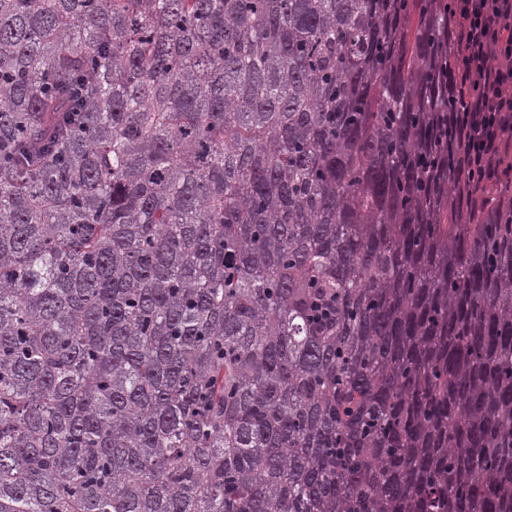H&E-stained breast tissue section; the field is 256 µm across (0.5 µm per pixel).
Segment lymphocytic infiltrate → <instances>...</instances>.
<instances>
[{"mask_svg":"<svg viewBox=\"0 0 512 512\" xmlns=\"http://www.w3.org/2000/svg\"><path fill=\"white\" fill-rule=\"evenodd\" d=\"M453 63L449 97L462 98L453 124L457 161L474 187L493 182L512 157V0H448Z\"/></svg>","mask_w":512,"mask_h":512,"instance_id":"lymphocytic-infiltrate-1","label":"lymphocytic infiltrate"}]
</instances>
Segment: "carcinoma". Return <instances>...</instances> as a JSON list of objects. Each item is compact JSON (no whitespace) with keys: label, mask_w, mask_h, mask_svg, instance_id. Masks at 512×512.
<instances>
[{"label":"carcinoma","mask_w":512,"mask_h":512,"mask_svg":"<svg viewBox=\"0 0 512 512\" xmlns=\"http://www.w3.org/2000/svg\"><path fill=\"white\" fill-rule=\"evenodd\" d=\"M447 33L0 0V512H512V201L461 203Z\"/></svg>","instance_id":"1"}]
</instances>
